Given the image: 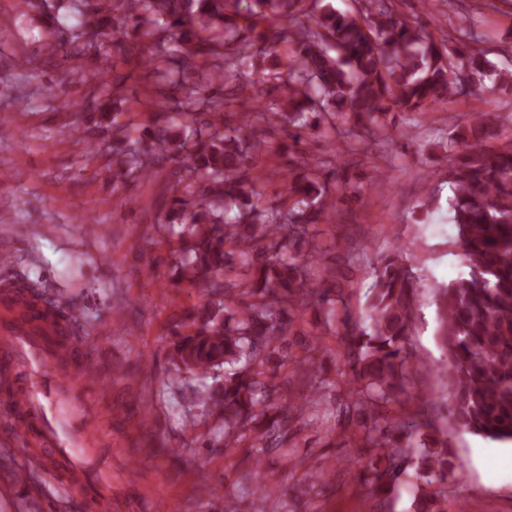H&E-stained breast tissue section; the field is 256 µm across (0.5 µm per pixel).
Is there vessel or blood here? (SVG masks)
I'll use <instances>...</instances> for the list:
<instances>
[{"mask_svg": "<svg viewBox=\"0 0 512 512\" xmlns=\"http://www.w3.org/2000/svg\"><path fill=\"white\" fill-rule=\"evenodd\" d=\"M43 309L37 302L22 316L0 314V372L12 385L0 407L24 447L45 451L59 489L78 490L86 512H100L112 491V464L100 458L98 384L85 376L96 354L77 335V311L45 321Z\"/></svg>", "mask_w": 512, "mask_h": 512, "instance_id": "obj_1", "label": "vessel or blood"}]
</instances>
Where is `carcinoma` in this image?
<instances>
[{
	"mask_svg": "<svg viewBox=\"0 0 512 512\" xmlns=\"http://www.w3.org/2000/svg\"><path fill=\"white\" fill-rule=\"evenodd\" d=\"M246 10H241L242 3ZM396 0H364L338 12L327 0H96L107 17L149 28L163 50L151 70L178 80L158 84L156 96L174 103L150 128L112 124V181L141 176L164 158L178 161L176 195L164 207L178 246L170 259L181 281L207 284L203 301L185 314L177 361L199 379L195 402L224 426V448L285 450L300 440L281 428L278 381L321 397L334 383L319 376L317 331L304 321L322 314L343 343L340 378L351 401L343 405L344 441L367 452L361 484L384 506L416 479L410 512H446L448 472L461 466L447 440L427 432L429 402L409 416L393 406L418 359L408 344L418 279L392 243L376 253L364 317L345 305L354 268L349 239L332 231L338 204L359 197L349 167L308 158L304 131L346 137L357 146L393 141L394 114H424L435 104L473 94L489 77L512 90V70L499 69L474 47V23H458L452 41L428 25L398 17ZM120 14H114V11ZM196 76L188 83L184 73ZM231 82L246 99L280 95L275 112H226L224 131L208 119L230 105L205 95ZM493 113L446 141L451 163L454 244L467 274L438 288L445 402L453 424L468 433L512 443V140L495 148ZM289 128L294 146L275 145L269 129ZM289 152L277 171L284 189L258 192L260 159ZM440 185L422 187L419 214L438 208ZM212 383H207L208 378ZM414 473H409L413 462Z\"/></svg>",
	"mask_w": 512,
	"mask_h": 512,
	"instance_id": "1",
	"label": "carcinoma"
}]
</instances>
